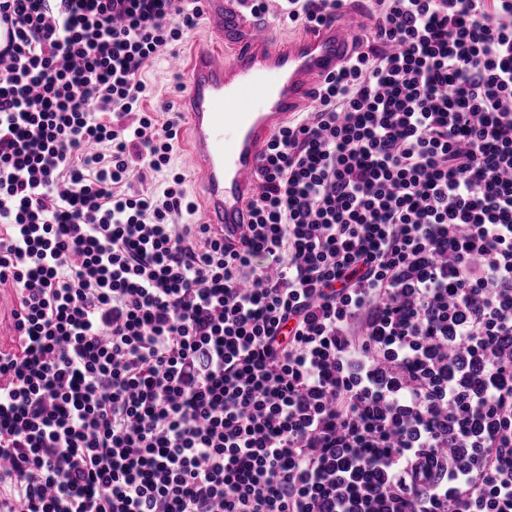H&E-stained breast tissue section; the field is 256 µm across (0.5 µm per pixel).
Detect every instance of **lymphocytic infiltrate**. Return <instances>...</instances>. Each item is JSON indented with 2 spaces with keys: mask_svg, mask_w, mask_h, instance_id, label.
I'll return each mask as SVG.
<instances>
[{
  "mask_svg": "<svg viewBox=\"0 0 512 512\" xmlns=\"http://www.w3.org/2000/svg\"><path fill=\"white\" fill-rule=\"evenodd\" d=\"M370 11L237 246L138 185L200 0H0V512H512V0Z\"/></svg>",
  "mask_w": 512,
  "mask_h": 512,
  "instance_id": "1",
  "label": "lymphocytic infiltrate"
}]
</instances>
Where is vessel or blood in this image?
<instances>
[{
    "mask_svg": "<svg viewBox=\"0 0 512 512\" xmlns=\"http://www.w3.org/2000/svg\"><path fill=\"white\" fill-rule=\"evenodd\" d=\"M202 6L214 44L171 57L169 65L183 76L178 108L202 189L201 221L235 241L250 221L247 204L258 194L268 142L354 53L365 16L351 7L285 40L266 18L246 13L243 0Z\"/></svg>",
    "mask_w": 512,
    "mask_h": 512,
    "instance_id": "b4317fda",
    "label": "vessel or blood"
}]
</instances>
